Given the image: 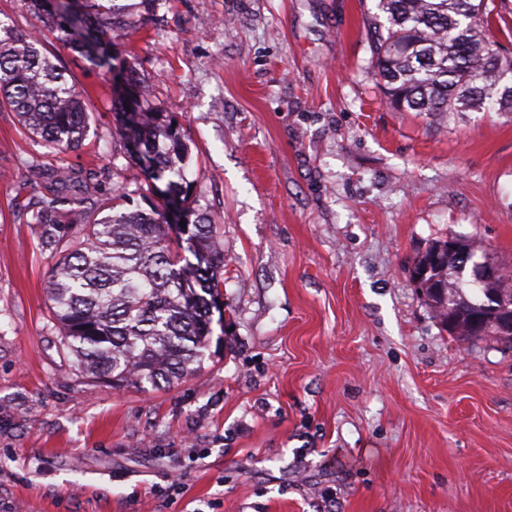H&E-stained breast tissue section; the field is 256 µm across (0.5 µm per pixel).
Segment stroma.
<instances>
[{
    "instance_id": "stroma-1",
    "label": "stroma",
    "mask_w": 512,
    "mask_h": 512,
    "mask_svg": "<svg viewBox=\"0 0 512 512\" xmlns=\"http://www.w3.org/2000/svg\"><path fill=\"white\" fill-rule=\"evenodd\" d=\"M376 5L155 0L118 43L224 240L202 365L163 389L59 352L23 164L143 175L107 76L42 31L92 120L61 156L0 108V512H512V345L449 336L409 276L451 234L512 267V113L392 108Z\"/></svg>"
}]
</instances>
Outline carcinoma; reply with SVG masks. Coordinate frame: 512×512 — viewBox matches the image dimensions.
<instances>
[{
  "instance_id": "1",
  "label": "carcinoma",
  "mask_w": 512,
  "mask_h": 512,
  "mask_svg": "<svg viewBox=\"0 0 512 512\" xmlns=\"http://www.w3.org/2000/svg\"><path fill=\"white\" fill-rule=\"evenodd\" d=\"M31 31L0 20V107L47 146L66 153L90 128L81 91L44 52L35 31L45 27L108 72L120 67L137 110L118 113L116 132L143 181L133 190L110 184L108 171L60 166L34 176L48 192L25 205L39 246L56 257L46 279L48 310L60 331L61 353L83 378L114 389L153 387L193 375L209 345L213 311L224 312V240L216 225L187 205V146L175 118L151 106L134 64L115 46L143 19L139 6L116 0H23ZM368 36L377 83L398 111L477 112L486 104L512 112V55L493 39L485 0H378ZM73 16L84 25L66 26ZM185 225H180V222ZM186 244V257L171 249ZM437 240L413 263L411 278L429 265L418 288L449 335L471 342L493 336L512 344L500 312L476 320L489 295L512 294V269L479 288L459 277L458 260L426 263L445 249Z\"/></svg>"
}]
</instances>
